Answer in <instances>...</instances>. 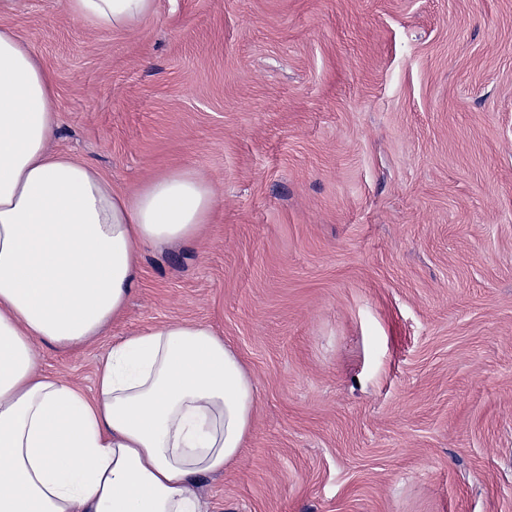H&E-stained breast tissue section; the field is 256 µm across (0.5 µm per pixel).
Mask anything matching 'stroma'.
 <instances>
[{
	"label": "stroma",
	"instance_id": "stroma-1",
	"mask_svg": "<svg viewBox=\"0 0 512 512\" xmlns=\"http://www.w3.org/2000/svg\"><path fill=\"white\" fill-rule=\"evenodd\" d=\"M64 2L0 15L54 76L51 150L219 204L45 375L93 394L114 344L199 322L257 387L207 512H512V0H157L132 33Z\"/></svg>",
	"mask_w": 512,
	"mask_h": 512
}]
</instances>
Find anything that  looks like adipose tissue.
Listing matches in <instances>:
<instances>
[{"mask_svg": "<svg viewBox=\"0 0 512 512\" xmlns=\"http://www.w3.org/2000/svg\"><path fill=\"white\" fill-rule=\"evenodd\" d=\"M98 31L133 32L156 0H67ZM55 83L0 26V512H203L199 479L238 458L256 386L207 326L172 322L113 346L96 391L46 376L37 344L77 349L126 310L144 248L198 238L218 197L191 169L113 189L50 150Z\"/></svg>", "mask_w": 512, "mask_h": 512, "instance_id": "obj_1", "label": "adipose tissue"}]
</instances>
